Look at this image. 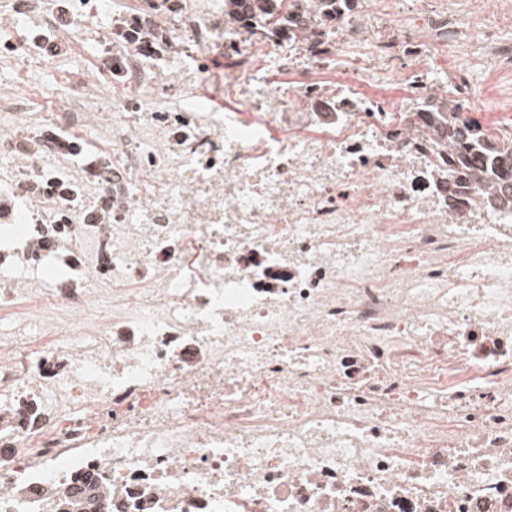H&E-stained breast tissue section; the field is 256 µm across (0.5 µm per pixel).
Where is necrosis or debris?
Here are the masks:
<instances>
[{
	"instance_id": "obj_1",
	"label": "necrosis or debris",
	"mask_w": 512,
	"mask_h": 512,
	"mask_svg": "<svg viewBox=\"0 0 512 512\" xmlns=\"http://www.w3.org/2000/svg\"><path fill=\"white\" fill-rule=\"evenodd\" d=\"M82 6L8 0L0 64ZM324 41L151 0L108 84L0 98V512H512V210L409 117L512 78V0H351Z\"/></svg>"
}]
</instances>
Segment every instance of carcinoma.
<instances>
[{"mask_svg":"<svg viewBox=\"0 0 512 512\" xmlns=\"http://www.w3.org/2000/svg\"><path fill=\"white\" fill-rule=\"evenodd\" d=\"M347 0H315L312 13V27L318 28L330 19L336 18L337 2ZM224 15L231 16L240 27L252 33L276 38H289L288 30L295 25L290 19L291 0H224ZM464 107L458 105L454 111L446 113L449 140L453 149L456 168L467 170L468 155L474 151L484 154L486 163L481 171L482 181L498 188L494 201L512 207V152H506L499 145L498 134L488 132L483 127L462 115Z\"/></svg>","mask_w":512,"mask_h":512,"instance_id":"obj_1","label":"carcinoma"}]
</instances>
